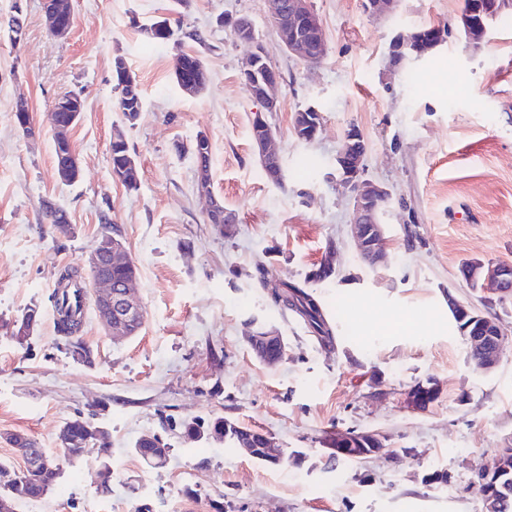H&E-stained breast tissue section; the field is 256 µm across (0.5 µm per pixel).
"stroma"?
<instances>
[{"instance_id": "1", "label": "stroma", "mask_w": 512, "mask_h": 512, "mask_svg": "<svg viewBox=\"0 0 512 512\" xmlns=\"http://www.w3.org/2000/svg\"><path fill=\"white\" fill-rule=\"evenodd\" d=\"M45 0H0V20L21 6L23 32L0 33V459L22 467L9 442L22 432L59 453L58 431L82 416L106 431L96 452L64 461L54 490L17 512H481L478 475L512 448V344L481 373L448 313V295L499 319L512 333V297L486 301L462 273L473 260L512 264V17L470 48L453 22L462 0H402L392 15L365 0H311L326 35L321 63L288 53L266 19L265 0H70L62 38L46 25ZM162 17L174 39L146 31ZM249 19L280 75L275 131L284 183L265 177L252 149L260 106L241 66L250 44L232 23ZM450 23L446 40L420 60L392 66L394 37ZM198 55L208 72L199 95L174 80L175 58ZM122 58L143 96L128 122L116 106L113 65ZM79 94L84 110L70 131L77 181L55 171L49 114ZM27 98L36 133L14 117ZM315 107L322 127L299 140L292 118ZM357 127L365 176L385 186L384 265L366 264L349 234L352 197L336 179L346 131ZM122 133L139 184L112 177L110 146ZM211 144L212 191L236 216L233 234L205 220L191 144ZM64 209L67 237L42 222L43 202ZM117 227L138 268L139 336L113 342L95 309L81 336L93 365L67 355L49 296L61 271L81 267L102 218ZM335 272L310 281L327 250ZM291 281L315 293L334 327L321 343L294 313L272 305L266 283ZM41 319L27 343L6 326L29 308ZM276 326L287 354L260 362L251 323ZM437 383L422 411L406 407L416 383ZM225 417L280 444L279 464L252 460L228 441L188 439L183 422ZM336 430L374 431L382 455L330 459ZM159 436L163 466L133 445ZM112 471L110 491L98 479Z\"/></svg>"}]
</instances>
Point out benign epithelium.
Returning <instances> with one entry per match:
<instances>
[{
    "mask_svg": "<svg viewBox=\"0 0 512 512\" xmlns=\"http://www.w3.org/2000/svg\"><path fill=\"white\" fill-rule=\"evenodd\" d=\"M266 17L276 31L283 46L291 53H296L308 60L318 51H325V34L321 21L311 6L310 0H292L288 15H283L275 0H266ZM512 8V0H470L456 18V27L464 35L468 44L477 49L488 38L490 27L498 16ZM46 13L50 30L56 36H64L71 29L73 18L71 10L61 0H46ZM238 39L253 42L256 34L253 24L246 18H239L233 23ZM444 42L443 34L422 32L415 33L405 40L401 37L390 43V61L397 66L406 60L424 57L430 50ZM207 79L203 64L192 67V75L184 77L180 89L188 95L201 92ZM279 77L274 69H269L262 82L246 81L244 87L249 96L260 102L264 112H272L278 104L277 89ZM84 109V102L78 95L62 96L56 100L52 110L53 131L56 143L58 163L56 171L63 181H75L80 169L73 151L69 131ZM321 126V114L310 108V117L305 123L295 124L299 137L312 141ZM253 149L262 163H267L277 155L274 136L269 133L256 137L252 141ZM366 143L361 132L350 128L344 136L342 147L337 155L339 183L353 199L350 218V234L357 252L372 259L377 266L384 262L382 248V225L379 214L390 200L389 191L379 183L364 177L363 161ZM127 261L126 251L121 241L112 237L98 242L96 248L83 260L88 270L94 272L93 296L95 308L104 327L115 339L127 336V330L143 314L142 306L133 294L134 282H113L112 266ZM466 277L481 284L482 292L489 300H505L512 295V264L470 262L466 267ZM448 307L466 325L461 329L470 349H480L481 358L476 367L484 372L495 368L499 362L501 346L505 332L496 318L487 317L470 306L460 302L453 294H448ZM251 344H284V338L275 327L256 330L248 334ZM438 387L414 386L406 394L407 407L413 411L424 410L437 396ZM323 446L331 454H357L363 451L367 457L381 453L384 448L381 436L375 432L349 433L337 430L326 436ZM242 451L252 457L270 464L281 461V449L271 436L253 430L251 435L241 441ZM483 512H501L502 495L498 488L487 489L481 493Z\"/></svg>",
    "mask_w": 512,
    "mask_h": 512,
    "instance_id": "7a95c632",
    "label": "benign epithelium"
}]
</instances>
